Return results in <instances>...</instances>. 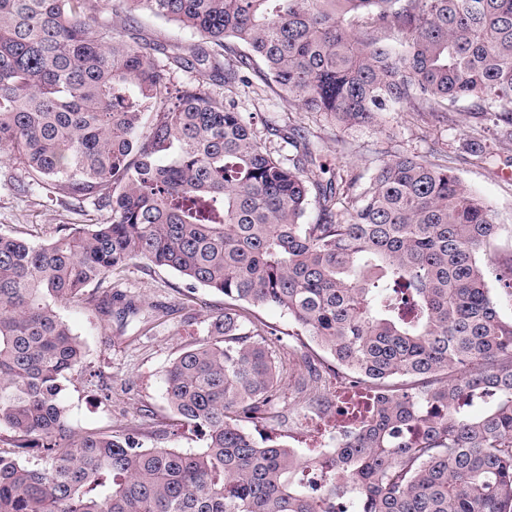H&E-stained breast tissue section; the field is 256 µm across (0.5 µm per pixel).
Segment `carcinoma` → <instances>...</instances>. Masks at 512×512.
Listing matches in <instances>:
<instances>
[{"instance_id": "1", "label": "carcinoma", "mask_w": 512, "mask_h": 512, "mask_svg": "<svg viewBox=\"0 0 512 512\" xmlns=\"http://www.w3.org/2000/svg\"><path fill=\"white\" fill-rule=\"evenodd\" d=\"M110 17L91 21L98 6ZM143 15L201 43L200 76L252 69L298 112L377 125L401 106L443 120L469 100L512 138V0H0V148L33 180L94 197L90 224L36 244L0 234V512H512V265L491 207L450 167L397 157L316 177L296 125L270 131L126 40ZM398 34L396 44L384 42ZM243 46L246 52L238 51ZM320 222L304 224L309 201ZM141 259L224 295L208 337L165 373L167 402L204 447L83 433L60 401L83 346L58 313ZM279 308L379 408L335 455L299 456L247 425L273 418ZM296 395L319 380L301 351ZM35 448L41 465L21 456Z\"/></svg>"}]
</instances>
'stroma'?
Here are the masks:
<instances>
[{
    "mask_svg": "<svg viewBox=\"0 0 512 512\" xmlns=\"http://www.w3.org/2000/svg\"><path fill=\"white\" fill-rule=\"evenodd\" d=\"M129 35L168 50L194 43L195 37L179 24L144 15ZM203 83L206 92L235 103L252 115L254 130L266 136L273 125L294 122L305 126L319 149V164L328 176L358 175L365 188L372 168L396 156H417L448 163L465 186L493 207L501 238L493 251L497 263H512V140L503 138L494 114L478 113L469 102L458 103L447 121L437 122L413 112L394 109L384 113L380 126H339L330 118L292 110L283 93L265 86L258 76L234 87L217 80L200 81L190 69H174L171 92ZM483 131V158L468 145L472 129ZM97 214V202L64 197L52 184L32 180L21 166L0 159V233L35 243L56 238L62 225L84 224ZM132 300L135 311L108 316L105 304L120 308ZM224 297L199 285H190L174 271L143 260L113 272L106 287L93 298L59 309L85 349L82 371L65 382L61 399L72 424L83 432L112 431L134 435L145 448L169 447L198 451L200 433L179 423L164 394V375L186 348L205 338L214 316L223 312ZM250 319L276 331L269 348L284 379H291V359L299 348L298 326L287 313L272 307H248ZM276 420L251 427L256 440L270 437L287 442L303 413L290 391H283L275 407Z\"/></svg>",
    "mask_w": 512,
    "mask_h": 512,
    "instance_id": "stroma-1",
    "label": "stroma"
}]
</instances>
